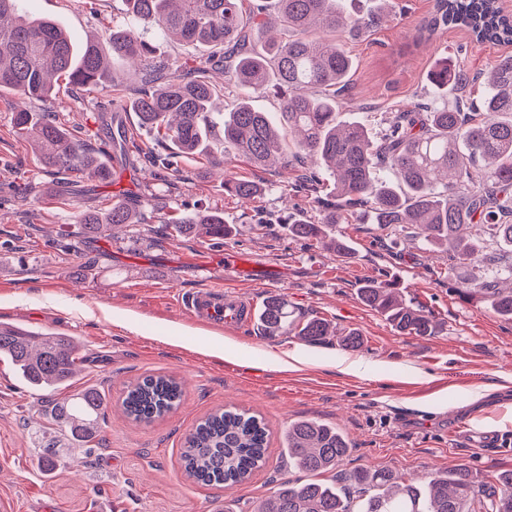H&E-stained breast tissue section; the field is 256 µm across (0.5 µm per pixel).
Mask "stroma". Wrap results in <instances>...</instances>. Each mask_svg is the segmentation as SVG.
<instances>
[{"label": "stroma", "mask_w": 512, "mask_h": 512, "mask_svg": "<svg viewBox=\"0 0 512 512\" xmlns=\"http://www.w3.org/2000/svg\"><path fill=\"white\" fill-rule=\"evenodd\" d=\"M407 13L345 45L355 60L342 118L365 121L372 136L395 113L418 104H446L427 72L442 54L461 59L480 75L512 45L476 41L450 28L431 41L417 28L434 0H404ZM122 0H21V13L60 24L76 43L107 45ZM114 83L88 92L60 84L46 101H29L91 147L108 136L104 103L121 104L140 85L135 70L116 66ZM20 99L0 94V197L28 187L25 204H0V324L80 340L77 387L100 389L108 400L100 444L79 447L48 425L47 398L0 361V500L21 512H252L286 467L281 437L288 424L318 418L339 427L349 444L344 469H388L417 483L430 473L466 469L475 484L512 470V449L449 443L459 419L474 434L512 436V321L485 300L454 291L448 252L426 246L414 226L387 229L370 213L343 212L329 236L350 241L354 253H336L327 242L289 236L288 215L319 222L312 195L294 191L299 168L266 170L236 160L224 169L205 162L182 164L163 182L148 160L151 136L134 113L123 149H111L109 180L73 181L42 168L34 147L13 130ZM259 182L247 202L224 191L225 178ZM115 202L136 207L146 221L86 239L78 233L84 211ZM223 212V240L168 235L166 222L194 207ZM255 260L250 272H226L225 253ZM372 279L395 282L404 301L432 312L436 335L397 332L365 306L358 289ZM230 284L236 294L263 304L284 297L300 316L328 320L336 335L354 331L359 350L337 339L312 345L294 335L270 338L260 329L207 326L186 317L178 294ZM295 355L294 368L273 356ZM171 374L183 385L180 406L148 425L126 418V386L150 374ZM233 405L263 417L270 431L268 462L244 485L207 486L186 475L185 435L206 415ZM58 437L62 463L47 467L41 445Z\"/></svg>", "instance_id": "35a3bbf8"}]
</instances>
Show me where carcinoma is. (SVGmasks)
Listing matches in <instances>:
<instances>
[{
	"instance_id": "1",
	"label": "carcinoma",
	"mask_w": 512,
	"mask_h": 512,
	"mask_svg": "<svg viewBox=\"0 0 512 512\" xmlns=\"http://www.w3.org/2000/svg\"><path fill=\"white\" fill-rule=\"evenodd\" d=\"M19 0H0V92L29 99L53 93L55 76L78 88L114 81L100 44L76 46L53 21L18 19ZM142 27L112 21L111 51L143 66L146 86L132 110L152 134L162 177L179 172L184 159L201 156L209 164L243 158L256 167L283 168L307 156L311 166L299 178L314 192L326 171L323 193L313 197L325 212L322 224L336 223V212L367 206L382 226L414 224L431 247L452 252L457 265L470 266L471 278L458 290L470 300L492 293L494 311L512 320V287L489 288L499 276L512 278V55L498 59L483 83L481 111L471 112L465 95L474 79L459 61L437 59L429 83L454 106L418 107L398 112L385 133L370 137L360 121H337L354 62L337 39L342 32L363 33L385 23L398 0H376L363 14L344 0H124ZM450 27H464L481 42L512 43V19L501 15L497 0H435L434 11L419 28L433 39ZM174 38L204 49L192 62L156 55V40ZM241 91L223 117L220 150H208L221 86L210 73ZM279 100L277 114L255 108V95ZM16 134L31 140L43 165L77 178H105L107 168L96 150L40 112L13 113ZM224 190L243 199L261 186L230 177ZM135 210L115 203L83 214L79 224L94 238L112 224H140ZM176 235L224 239V213L200 209L173 218ZM489 231L508 249L504 263L484 261L473 228ZM288 234L313 240L326 236L321 224L295 220ZM395 284L372 281L359 288L362 303L385 316L395 330L433 336L432 316L394 291ZM259 323L269 337L295 330L307 343L332 335L321 318H291L282 297L268 299ZM79 342L0 325V360L7 361L30 387L47 393L50 418L80 444L92 441L105 422L108 402L97 390L71 387L77 374ZM182 388L169 375H146L130 383L121 406L137 423L148 424L177 407ZM268 432L262 419L234 407L211 412L186 435L182 459L188 476L207 485H239L267 463ZM289 464L300 473L284 479L255 512H512V470L474 489L464 469L438 474L418 487L391 470H353L339 474L338 488L317 480L337 469L349 446L335 426L316 419L291 422L283 433ZM481 496L480 510L473 508Z\"/></svg>"
}]
</instances>
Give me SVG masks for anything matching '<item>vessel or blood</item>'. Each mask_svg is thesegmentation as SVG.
I'll return each instance as SVG.
<instances>
[{
	"label": "vessel or blood",
	"instance_id": "1",
	"mask_svg": "<svg viewBox=\"0 0 512 512\" xmlns=\"http://www.w3.org/2000/svg\"><path fill=\"white\" fill-rule=\"evenodd\" d=\"M179 306L185 316L206 324L248 328L255 319L252 303L220 287L200 288L180 295Z\"/></svg>",
	"mask_w": 512,
	"mask_h": 512
}]
</instances>
